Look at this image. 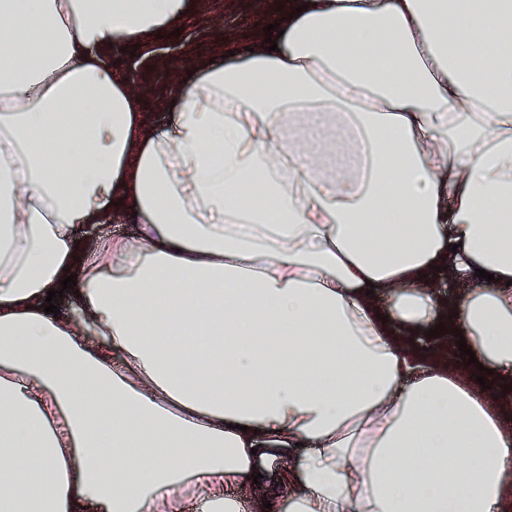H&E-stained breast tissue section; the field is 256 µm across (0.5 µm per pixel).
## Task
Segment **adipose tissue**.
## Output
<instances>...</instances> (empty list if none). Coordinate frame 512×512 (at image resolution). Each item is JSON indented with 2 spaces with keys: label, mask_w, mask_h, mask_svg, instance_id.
<instances>
[{
  "label": "adipose tissue",
  "mask_w": 512,
  "mask_h": 512,
  "mask_svg": "<svg viewBox=\"0 0 512 512\" xmlns=\"http://www.w3.org/2000/svg\"><path fill=\"white\" fill-rule=\"evenodd\" d=\"M200 6L0 0V512H505L504 404L407 339L512 377V0H290L155 125L106 50ZM93 234L87 233L86 225H83L79 229V235L84 239H93L102 235L109 234L115 237H131L134 234V225L128 224L120 213V208H117V212L114 215L112 224L100 225L94 224Z\"/></svg>",
  "instance_id": "1"
}]
</instances>
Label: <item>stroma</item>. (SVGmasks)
Wrapping results in <instances>:
<instances>
[{
	"instance_id": "35a3bbf8",
	"label": "stroma",
	"mask_w": 512,
	"mask_h": 512,
	"mask_svg": "<svg viewBox=\"0 0 512 512\" xmlns=\"http://www.w3.org/2000/svg\"><path fill=\"white\" fill-rule=\"evenodd\" d=\"M284 0H202L200 12L178 22V34L152 38L145 44L109 47L117 78L137 95L139 107L155 124L168 118L165 103L177 80L176 71L197 61L223 56L225 35L237 43L264 41Z\"/></svg>"
}]
</instances>
